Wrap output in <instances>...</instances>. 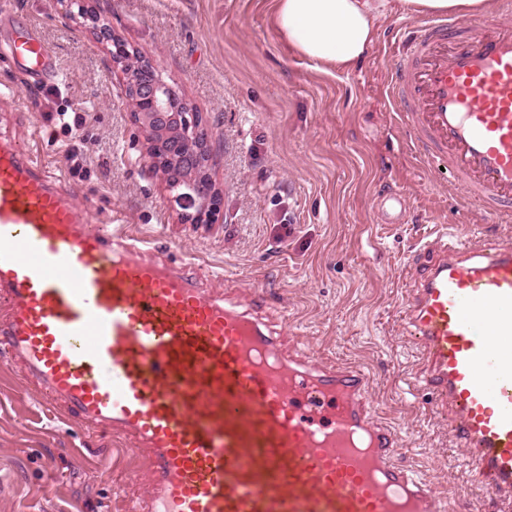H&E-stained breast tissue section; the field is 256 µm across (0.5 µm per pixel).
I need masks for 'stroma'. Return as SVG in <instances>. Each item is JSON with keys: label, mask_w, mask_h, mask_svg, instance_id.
I'll return each instance as SVG.
<instances>
[{"label": "stroma", "mask_w": 512, "mask_h": 512, "mask_svg": "<svg viewBox=\"0 0 512 512\" xmlns=\"http://www.w3.org/2000/svg\"><path fill=\"white\" fill-rule=\"evenodd\" d=\"M274 0H104L102 21L162 67L200 112L213 144L218 220L190 224L148 175L123 76L92 24L59 0H0V39L31 22L55 52L56 79L27 76L0 53V137L27 144L101 222L151 238L150 257L186 263L199 287L250 297L288 338L324 363L371 377L379 417L401 433L405 460L432 481L446 512H493L474 489L448 415L415 390L418 349L400 311L424 242L457 230L490 246L512 244V223L457 225V193L407 143L389 98L386 59L401 11L381 23L353 71L289 51L270 23ZM61 92L50 95L53 85ZM89 108L76 135L49 144L50 116ZM80 166L71 168L65 146ZM406 196L404 223H384L378 192ZM134 454L46 409L22 374L0 363V512H118L143 496Z\"/></svg>", "instance_id": "1"}]
</instances>
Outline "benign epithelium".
Here are the masks:
<instances>
[{
    "instance_id": "7a95c632",
    "label": "benign epithelium",
    "mask_w": 512,
    "mask_h": 512,
    "mask_svg": "<svg viewBox=\"0 0 512 512\" xmlns=\"http://www.w3.org/2000/svg\"><path fill=\"white\" fill-rule=\"evenodd\" d=\"M79 13L89 16L99 41L112 44V64L124 75L126 105L143 135L150 171L177 201L195 209L185 221L213 223L220 191L210 175L212 146L208 135H200L199 113L157 65L117 40L110 24L99 23L90 7L80 6Z\"/></svg>"
}]
</instances>
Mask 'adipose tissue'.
<instances>
[{
    "mask_svg": "<svg viewBox=\"0 0 512 512\" xmlns=\"http://www.w3.org/2000/svg\"><path fill=\"white\" fill-rule=\"evenodd\" d=\"M489 6L490 0H276L272 21L298 55L348 71L365 58L388 12L479 14Z\"/></svg>",
    "mask_w": 512,
    "mask_h": 512,
    "instance_id": "adipose-tissue-1",
    "label": "adipose tissue"
}]
</instances>
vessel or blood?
Here are the masks:
<instances>
[{
	"label": "vessel or blood",
	"instance_id": "vessel-or-blood-1",
	"mask_svg": "<svg viewBox=\"0 0 512 512\" xmlns=\"http://www.w3.org/2000/svg\"><path fill=\"white\" fill-rule=\"evenodd\" d=\"M37 77L52 50L17 24ZM410 140L483 222L512 223V18L418 23L389 61ZM0 139V360L50 404L135 449L136 512H444L379 421L360 368L317 363L256 302L218 298L186 265L66 200ZM402 308L414 385L447 411L471 483L512 512V246L423 248Z\"/></svg>",
	"mask_w": 512,
	"mask_h": 512
}]
</instances>
